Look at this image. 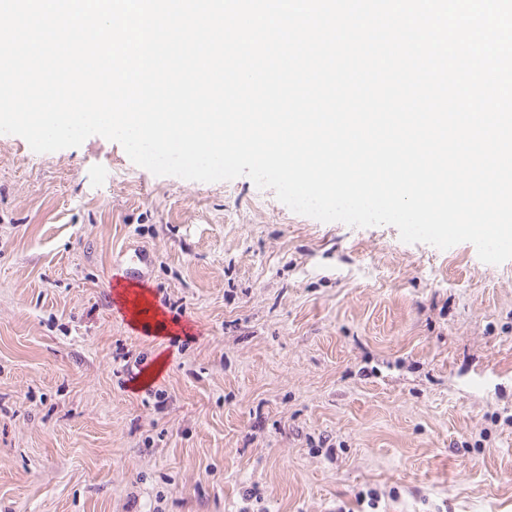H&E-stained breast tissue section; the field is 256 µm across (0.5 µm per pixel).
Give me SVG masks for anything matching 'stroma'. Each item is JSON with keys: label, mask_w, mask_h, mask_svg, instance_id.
I'll return each instance as SVG.
<instances>
[{"label": "stroma", "mask_w": 512, "mask_h": 512, "mask_svg": "<svg viewBox=\"0 0 512 512\" xmlns=\"http://www.w3.org/2000/svg\"><path fill=\"white\" fill-rule=\"evenodd\" d=\"M0 512H512V260L0 134ZM124 302L130 315L138 320V329L142 333L150 334L152 331L164 330L163 322L149 314V306L144 294L134 290L125 292Z\"/></svg>", "instance_id": "1"}]
</instances>
